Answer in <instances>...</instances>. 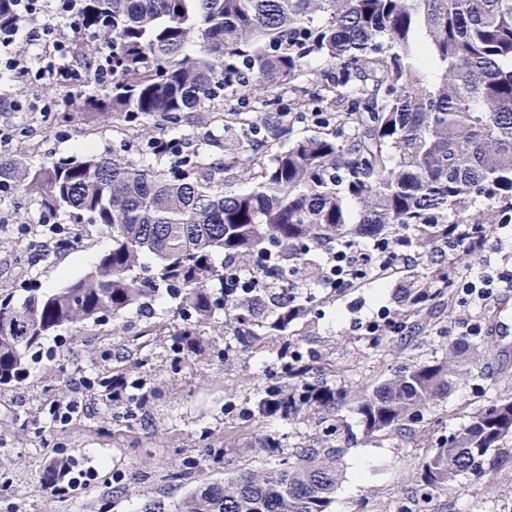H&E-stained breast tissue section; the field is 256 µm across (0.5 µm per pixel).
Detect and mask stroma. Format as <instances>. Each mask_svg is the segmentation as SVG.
<instances>
[{
    "label": "stroma",
    "instance_id": "stroma-1",
    "mask_svg": "<svg viewBox=\"0 0 512 512\" xmlns=\"http://www.w3.org/2000/svg\"><path fill=\"white\" fill-rule=\"evenodd\" d=\"M67 88L50 82L36 85L11 76L0 77V155L21 154L38 166L59 157L82 159L87 152L116 153L135 161L147 160L145 138L130 141L116 137L113 126L122 117L104 122L84 112L13 111L16 100L61 99ZM147 136L179 137L199 155L220 162L224 153L209 145V138L238 142V134L225 131L215 112H186L178 121L158 122L139 118ZM67 213L43 212L38 198L16 201L12 193H0V294L22 300L30 284L56 288L88 271L111 248L106 228L82 225V237L60 252L34 258L24 224H65ZM399 277L387 282H367L361 288L336 297L318 288L305 289L312 313L299 327L302 350L316 351L330 345L338 363L348 361L354 349L365 346L366 337L356 322L378 310L395 309ZM167 297H158L153 318L129 311L117 320H105L93 328L67 327L46 337L42 350L25 379L0 391V512H139L149 498L179 500L185 486L173 482L171 473L192 469L196 485L223 481L241 469L274 465V457L261 450L263 436L288 444L309 441L321 432L317 416L295 422L278 416L254 418L232 413L235 398L255 397L274 368L267 351L225 348L223 335L212 332L202 353L169 356L163 337L154 335L155 323L169 321ZM493 343L490 357L481 362V375L449 392L440 406L445 415L443 434L454 432L469 415L486 404L490 395L512 393V335H503L502 323L512 324V292L503 294L492 308ZM441 322L430 338L404 336L400 347L374 360L373 376L385 378L412 359L440 355L462 329L458 318L438 308ZM226 349L224 359L214 350ZM96 374H121L146 380L152 395L136 416L125 415L121 406H105L96 391L85 392L87 412L80 424L52 429L46 423L50 405L71 396V380ZM336 416L349 430L337 439L341 448L343 478L336 491L334 512H395L399 499L410 497L418 459L435 444L434 437L416 432L412 438L364 436L352 404L339 406ZM225 449V464L203 465L202 454ZM73 456L90 480L67 493L52 494L46 482L49 462L56 452ZM494 487L484 477L467 476L455 492L433 494L431 512H512V465L496 470Z\"/></svg>",
    "mask_w": 512,
    "mask_h": 512
}]
</instances>
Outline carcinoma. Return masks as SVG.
Here are the masks:
<instances>
[{
    "mask_svg": "<svg viewBox=\"0 0 512 512\" xmlns=\"http://www.w3.org/2000/svg\"><path fill=\"white\" fill-rule=\"evenodd\" d=\"M16 14V0H0L1 36ZM80 26L90 40L73 48L78 70L91 76L108 60L112 72L104 97H76L79 112L170 121L228 91L263 111L228 109L242 145L224 146L218 166L90 153L32 168L0 156V188L112 233L101 272L0 299V388L23 380L45 337L130 310L150 315L161 290L174 316L173 357L196 350L207 324L245 351L279 339L283 370L250 408L260 417L318 413L338 434L336 407L351 399L366 436H396L474 376L479 354L457 342L371 389L318 351L290 367V329L310 307L288 303L279 283L316 265L329 241H382L410 256L395 319L419 334L436 329L433 306L448 298V268L459 260L448 228L483 234L512 216V0H84ZM299 31L302 42L287 48ZM315 57L336 66L318 98L347 134L290 141L267 93ZM282 142L288 148L276 149ZM227 258L239 268L262 261L269 277L259 288H226ZM274 293L280 306L259 303ZM509 442L512 397L494 395L419 459V490L452 492L462 476H489L512 463L500 454ZM260 448L278 467L239 471L173 504L150 499L139 512H333L340 449L308 443L291 453L270 437Z\"/></svg>",
    "mask_w": 512,
    "mask_h": 512,
    "instance_id": "carcinoma-1",
    "label": "carcinoma"
}]
</instances>
